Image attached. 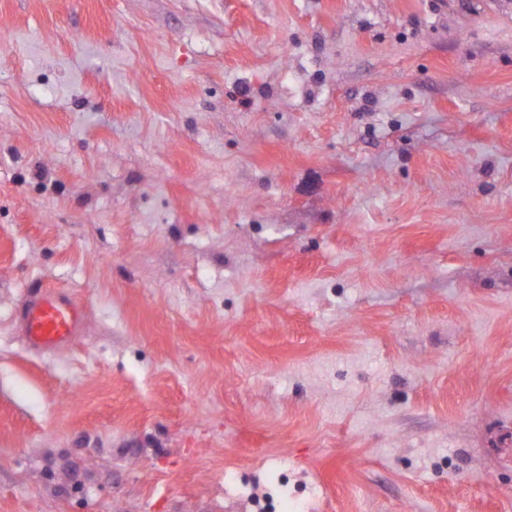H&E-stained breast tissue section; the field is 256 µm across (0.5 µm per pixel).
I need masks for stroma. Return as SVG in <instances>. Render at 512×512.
<instances>
[{"label": "stroma", "instance_id": "35a3bbf8", "mask_svg": "<svg viewBox=\"0 0 512 512\" xmlns=\"http://www.w3.org/2000/svg\"><path fill=\"white\" fill-rule=\"evenodd\" d=\"M283 493L512 512V0H0V512ZM85 322V306L59 289L40 291L20 315L21 327L29 344L42 351L73 344L81 336Z\"/></svg>", "mask_w": 512, "mask_h": 512}]
</instances>
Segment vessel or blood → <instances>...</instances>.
Wrapping results in <instances>:
<instances>
[{
    "instance_id": "1",
    "label": "vessel or blood",
    "mask_w": 512,
    "mask_h": 512,
    "mask_svg": "<svg viewBox=\"0 0 512 512\" xmlns=\"http://www.w3.org/2000/svg\"><path fill=\"white\" fill-rule=\"evenodd\" d=\"M86 308L68 292L43 290L20 315L21 327L32 348L49 351L73 344L81 336Z\"/></svg>"
}]
</instances>
